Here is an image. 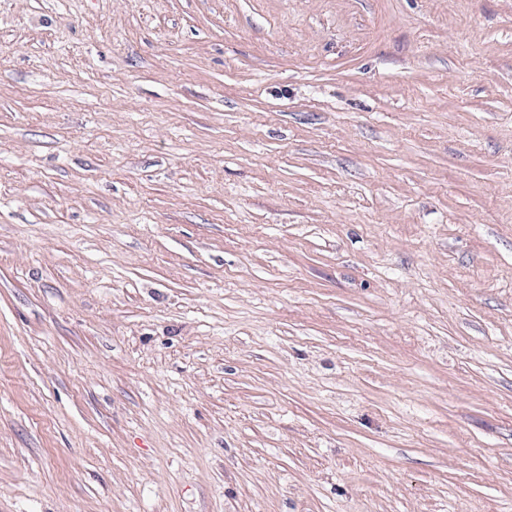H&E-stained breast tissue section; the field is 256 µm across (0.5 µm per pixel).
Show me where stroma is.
I'll return each instance as SVG.
<instances>
[{"instance_id": "stroma-1", "label": "stroma", "mask_w": 512, "mask_h": 512, "mask_svg": "<svg viewBox=\"0 0 512 512\" xmlns=\"http://www.w3.org/2000/svg\"><path fill=\"white\" fill-rule=\"evenodd\" d=\"M0 512H512V0H0Z\"/></svg>"}]
</instances>
